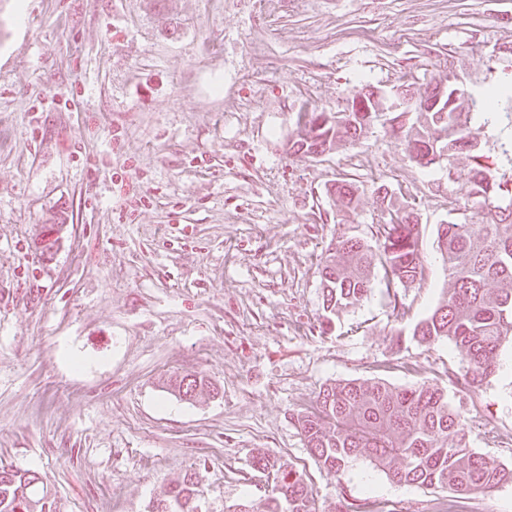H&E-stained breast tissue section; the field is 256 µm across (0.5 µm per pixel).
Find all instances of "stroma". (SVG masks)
Segmentation results:
<instances>
[{
  "label": "stroma",
  "instance_id": "1",
  "mask_svg": "<svg viewBox=\"0 0 512 512\" xmlns=\"http://www.w3.org/2000/svg\"><path fill=\"white\" fill-rule=\"evenodd\" d=\"M0 0V464L37 473L52 512H150L195 473L202 512L256 501L265 454L320 512H512V485L400 484L365 461L322 468L295 425L341 379L444 388L476 452L512 467V334L476 390L454 344L416 323L444 300L437 227L460 186L375 125L355 145L288 152L301 106L354 86L458 73L512 43V0ZM355 178L354 223L325 188ZM419 215L423 274L323 318L319 259L375 244V189ZM61 223L45 251L42 227ZM405 311L396 317L395 308ZM82 367H73V359ZM221 388L188 403L170 375Z\"/></svg>",
  "mask_w": 512,
  "mask_h": 512
}]
</instances>
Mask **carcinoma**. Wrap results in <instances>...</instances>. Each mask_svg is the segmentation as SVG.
<instances>
[{"instance_id": "carcinoma-1", "label": "carcinoma", "mask_w": 512, "mask_h": 512, "mask_svg": "<svg viewBox=\"0 0 512 512\" xmlns=\"http://www.w3.org/2000/svg\"><path fill=\"white\" fill-rule=\"evenodd\" d=\"M427 110L390 112L392 134L402 140L414 162L436 168L441 149L448 160L471 158L464 171L448 167V177L463 191V220L441 224L437 242L448 265L446 298L412 336L422 343L443 340L459 349L464 365L454 374L473 391L494 372L504 336L512 333V188L485 161L480 144L494 132L502 156L512 166V83L503 81L470 90L462 81L432 79L413 89ZM383 92L369 85L348 92L341 112H310L288 140V150L318 157L360 139L383 113ZM358 186L342 178L327 189L344 217L356 214ZM387 220L378 225L376 246L341 237L320 258L325 317L362 299L372 288L374 271H384L386 290L415 282L422 275L418 216L398 206L385 184L376 188ZM170 394L182 401L215 397L217 387L204 376L170 377ZM296 425L319 464L341 478L351 460L363 456L398 483L484 492L512 484V468L470 448L469 427L439 387H391L383 382L343 380L318 394L315 406L296 416ZM259 468L275 470L274 484L258 501L237 504L238 512H316V500L302 476L286 463L266 457ZM35 472L0 469V512H43L34 493ZM202 491L186 472L161 491L158 512H195Z\"/></svg>"}]
</instances>
